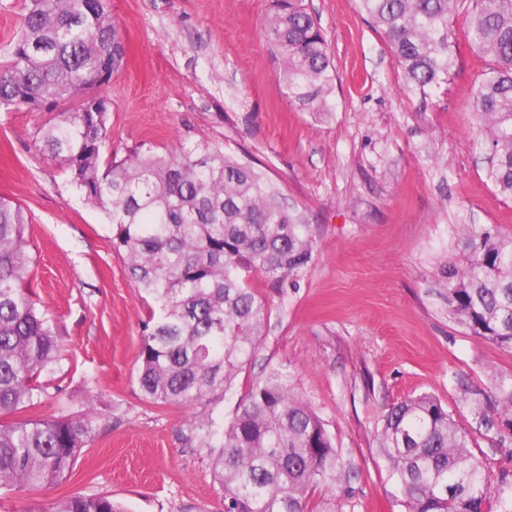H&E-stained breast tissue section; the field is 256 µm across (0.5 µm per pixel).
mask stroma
I'll use <instances>...</instances> for the list:
<instances>
[{"label":"stroma","instance_id":"obj_1","mask_svg":"<svg viewBox=\"0 0 512 512\" xmlns=\"http://www.w3.org/2000/svg\"><path fill=\"white\" fill-rule=\"evenodd\" d=\"M123 63L99 92L109 101L103 161L139 144L206 143L249 157L309 226L315 260L298 287L249 284L269 307L258 350L218 411L231 416L269 367L321 416L344 465L313 500L336 512H405L377 430L385 411L428 394L468 433L491 475L512 468V431L477 405L512 354L453 324L436 273L461 225L512 234V200L487 181L473 116L482 63L467 36L473 0L452 18L456 67L447 86L409 91L384 38L356 0H304L330 45L335 109L287 96L263 22L270 0H112ZM48 112L0 109V197L25 210L31 289L58 335L43 374L42 416L95 410L92 440L58 485L0 490V512H51L75 492L128 512H224L210 450L192 408L146 401L136 354L153 306L112 247L105 215L43 150Z\"/></svg>","mask_w":512,"mask_h":512}]
</instances>
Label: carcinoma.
I'll return each mask as SVG.
<instances>
[{
	"instance_id": "carcinoma-1",
	"label": "carcinoma",
	"mask_w": 512,
	"mask_h": 512,
	"mask_svg": "<svg viewBox=\"0 0 512 512\" xmlns=\"http://www.w3.org/2000/svg\"><path fill=\"white\" fill-rule=\"evenodd\" d=\"M458 0H358L388 43L407 84L425 95L448 85L456 65L449 20ZM264 31L283 58L288 95L330 112L336 69L318 22L302 0H272ZM472 47L487 61L473 114L486 135L485 176L512 199V0H478ZM122 47L110 0H26L20 29L0 70V107L68 109L41 142L71 185L112 224V246L131 278L161 304L144 322L136 361L146 400L195 409L191 419L213 449L211 469L224 512H326L311 505L342 467L322 418L269 368L249 386L229 422L213 417L253 358L269 309L249 287L260 274L291 288L313 262L308 225L277 200L246 158L179 143L141 145L101 162L108 112L76 101L89 80L116 70ZM101 80L91 85L99 87ZM24 209L0 198V489L58 484L91 441L93 413H22L46 396L42 374L57 361L56 333L31 297L32 257ZM462 253L438 274L448 318L472 336L512 352V236L462 230ZM512 429V375L495 379L487 406ZM401 487L406 512H512V473L490 478L469 451L468 434L431 395L410 397L383 415L377 437ZM52 512H127L105 495L76 494Z\"/></svg>"
}]
</instances>
